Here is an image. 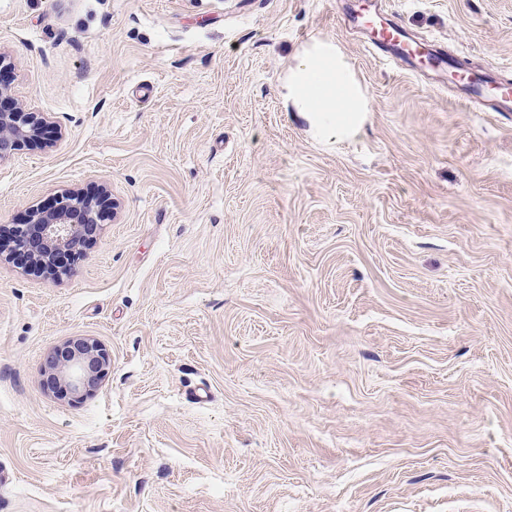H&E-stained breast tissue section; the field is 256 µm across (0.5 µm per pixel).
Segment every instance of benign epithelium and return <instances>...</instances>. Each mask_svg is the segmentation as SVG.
I'll return each instance as SVG.
<instances>
[{
  "instance_id": "7a95c632",
  "label": "benign epithelium",
  "mask_w": 512,
  "mask_h": 512,
  "mask_svg": "<svg viewBox=\"0 0 512 512\" xmlns=\"http://www.w3.org/2000/svg\"><path fill=\"white\" fill-rule=\"evenodd\" d=\"M51 128L43 114L23 108L11 98L8 88L0 85V161L45 142ZM117 208L104 192L98 196L79 192L62 195L54 203L30 211L28 218L14 227L10 236L12 256L35 273L65 275L68 269L57 265L56 257L78 254ZM108 365V355L99 343L73 338L48 355L44 384L54 393L82 398L99 386Z\"/></svg>"
}]
</instances>
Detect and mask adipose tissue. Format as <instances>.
I'll use <instances>...</instances> for the list:
<instances>
[{"label":"adipose tissue","mask_w":512,"mask_h":512,"mask_svg":"<svg viewBox=\"0 0 512 512\" xmlns=\"http://www.w3.org/2000/svg\"><path fill=\"white\" fill-rule=\"evenodd\" d=\"M282 95L323 139L353 133L371 105L347 57L331 41L314 42L298 55L282 80Z\"/></svg>","instance_id":"adipose-tissue-1"}]
</instances>
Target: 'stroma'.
Segmentation results:
<instances>
[{
	"label": "stroma",
	"instance_id": "1",
	"mask_svg": "<svg viewBox=\"0 0 512 512\" xmlns=\"http://www.w3.org/2000/svg\"><path fill=\"white\" fill-rule=\"evenodd\" d=\"M365 0H0V73L50 141L0 234L69 192L116 218L40 276L0 253V512H512V113L381 62ZM512 82V0H385ZM317 40L371 97L316 139L280 84ZM96 340L87 397L47 354ZM108 365V355L99 343L84 337L73 338L48 355L44 384L54 393L82 398L99 386Z\"/></svg>",
	"mask_w": 512,
	"mask_h": 512
}]
</instances>
